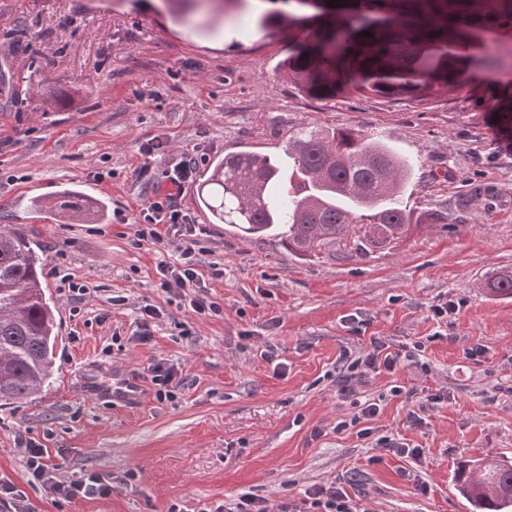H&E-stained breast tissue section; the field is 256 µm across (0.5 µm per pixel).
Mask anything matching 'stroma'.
Returning a JSON list of instances; mask_svg holds the SVG:
<instances>
[{
  "label": "stroma",
  "instance_id": "stroma-1",
  "mask_svg": "<svg viewBox=\"0 0 512 512\" xmlns=\"http://www.w3.org/2000/svg\"><path fill=\"white\" fill-rule=\"evenodd\" d=\"M296 11L265 25L258 0H211L194 15L184 0H0V229L34 231L59 334L49 382L0 407V475L22 481L23 437L48 449L59 477L97 471L118 483L108 500L60 508L27 488L41 512H216L243 497L278 512L330 483L357 512H471L457 468L512 457V298L485 286L512 271V31L492 44L473 30L452 58L445 16L429 38L387 23L386 36L429 58L416 73L428 103L359 94L360 73L321 98L282 65L302 33ZM313 124L384 138L413 165L405 202L447 223L418 225L389 253L329 244L299 259L214 223L193 181L181 206L202 230L200 269L224 266L199 294L221 312L193 314L159 288L157 264L178 252L137 243L134 223L165 170L186 156L203 172L228 152L280 154ZM156 137L165 151L146 158L140 147ZM66 187L100 199L104 219L70 224L32 207L35 193ZM64 274L88 294L68 292ZM446 300L455 311L442 326L430 307ZM147 304L162 314L142 345L131 335ZM374 337L412 354L357 386L355 400L381 402L362 440L336 429L355 412L338 380ZM154 358L182 369L174 400L154 395ZM121 373L143 389L126 410L110 399ZM435 393L446 401L427 404ZM421 406L425 421L412 425ZM385 436L424 448L421 462L383 451Z\"/></svg>",
  "mask_w": 512,
  "mask_h": 512
}]
</instances>
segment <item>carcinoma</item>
<instances>
[{
    "label": "carcinoma",
    "instance_id": "obj_1",
    "mask_svg": "<svg viewBox=\"0 0 512 512\" xmlns=\"http://www.w3.org/2000/svg\"><path fill=\"white\" fill-rule=\"evenodd\" d=\"M408 0L400 18L408 27L431 25ZM448 22H465L487 29L512 28V0H445ZM347 30L368 31L366 51L356 67L374 76L358 84L361 92L429 101L411 75L414 49L374 36L372 20L357 0L340 8ZM344 32L311 34L309 45L288 55V73L298 87L327 96L348 78L349 70L333 69L344 50ZM283 161L252 151L230 152L213 161L199 183V204L220 224L247 236L278 237L295 257H310L328 244L345 243L361 252L392 251L413 223L438 224L441 213L414 216L402 201L413 165L389 143L361 129L307 127L288 138ZM80 192L64 189L57 205L69 212L85 210ZM43 259L34 231L0 232V400L26 398L52 375L57 340L55 316L46 298ZM496 296L512 297V272L501 271L486 282ZM456 487L473 512H512V460L478 459L463 465Z\"/></svg>",
    "mask_w": 512,
    "mask_h": 512
}]
</instances>
